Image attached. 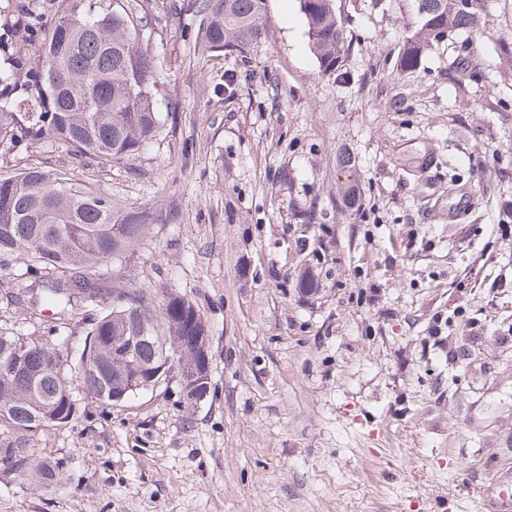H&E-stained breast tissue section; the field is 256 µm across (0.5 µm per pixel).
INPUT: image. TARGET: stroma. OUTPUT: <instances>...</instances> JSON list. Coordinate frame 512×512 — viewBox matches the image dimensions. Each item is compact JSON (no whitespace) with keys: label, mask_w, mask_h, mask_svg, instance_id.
Instances as JSON below:
<instances>
[{"label":"stroma","mask_w":512,"mask_h":512,"mask_svg":"<svg viewBox=\"0 0 512 512\" xmlns=\"http://www.w3.org/2000/svg\"><path fill=\"white\" fill-rule=\"evenodd\" d=\"M135 2L154 143L111 167L44 135L9 159L166 214L108 284L195 303L211 388L187 407L174 374L0 433L59 464L51 486L0 472V512H480L512 492V0L408 73L415 0H336L344 81L322 73L298 0H267L245 58L197 53L178 0ZM27 265L0 269V332L79 343L81 318L12 299Z\"/></svg>","instance_id":"1"}]
</instances>
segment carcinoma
<instances>
[{"mask_svg":"<svg viewBox=\"0 0 512 512\" xmlns=\"http://www.w3.org/2000/svg\"><path fill=\"white\" fill-rule=\"evenodd\" d=\"M39 42L34 65L19 75L16 61L0 66V144L9 154L17 134H49L76 158L120 164L138 155L164 120L155 109V61L139 42L138 23L125 0H59ZM486 0H417L419 28L406 41L400 72L415 69L443 36L476 26ZM310 48L322 73L343 75L349 43L335 0H299ZM205 15L196 36L201 52L240 54L264 34V0H189ZM344 201L361 209L351 158L342 157ZM148 221L145 211L112 201L68 169L27 167L0 174V267L23 256L42 273L17 288L36 306L74 317L95 306L77 348L59 349L22 336L0 334V362L20 353L13 371L0 369V412L15 429L70 423V398L81 392L112 407V391L126 387L137 366L161 362L163 349L197 357L191 337L204 331L194 302L170 293L161 308L139 288L104 287L108 266L128 253ZM133 336L132 355L123 349ZM64 370H58V367ZM26 473L41 484L57 481L59 465L31 448L12 449L0 469Z\"/></svg>","mask_w":512,"mask_h":512,"instance_id":"1","label":"carcinoma"}]
</instances>
